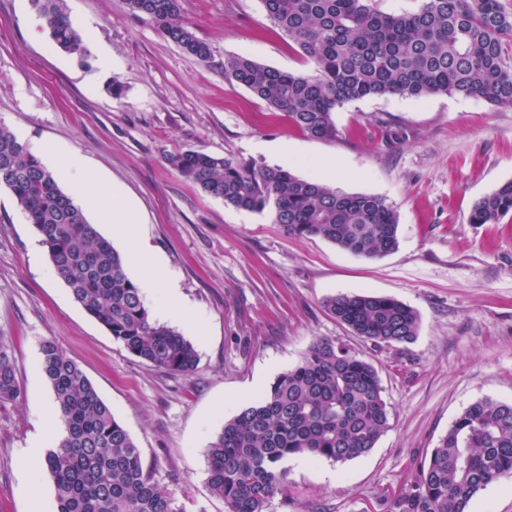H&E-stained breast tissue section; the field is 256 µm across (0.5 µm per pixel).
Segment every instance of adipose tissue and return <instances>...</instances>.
<instances>
[{
	"mask_svg": "<svg viewBox=\"0 0 512 512\" xmlns=\"http://www.w3.org/2000/svg\"><path fill=\"white\" fill-rule=\"evenodd\" d=\"M45 157L49 163H61L73 189L92 198L106 212L113 237L125 246L126 263L139 273L138 286L154 316L162 321H187V310L179 302L175 288L171 287L165 268L142 244L134 209L120 191L105 186L79 152L73 151L60 158L49 149ZM160 287L165 290V301L159 305L155 302V294Z\"/></svg>",
	"mask_w": 512,
	"mask_h": 512,
	"instance_id": "ef3b65f1",
	"label": "adipose tissue"
}]
</instances>
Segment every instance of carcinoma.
I'll return each instance as SVG.
<instances>
[{"mask_svg": "<svg viewBox=\"0 0 512 512\" xmlns=\"http://www.w3.org/2000/svg\"><path fill=\"white\" fill-rule=\"evenodd\" d=\"M54 44L82 63L89 51L61 0H34ZM268 20L313 73L224 57V78L283 113L289 125L335 140V112L364 98L436 94L512 105L505 63L512 17L500 0H422L415 12L386 13L376 0H260ZM169 41L201 62L210 45L180 18L179 0H123ZM167 164L206 194L236 209L270 210L273 223L298 238H320L372 259L399 246L398 219L385 198L346 193L280 166L256 165L194 150ZM0 187L42 235L56 274L73 299L132 355L167 372L189 375L198 354L180 332L152 319L121 254L87 219L57 176L0 126ZM512 213V180L478 199L470 223L497 224ZM324 307L355 335L377 344H407L419 317L409 305L372 294H337ZM42 372L59 406L65 435L43 468L54 485V512H179L144 469L140 449L80 368L56 343L41 345ZM20 393L9 348L0 345V401ZM390 426L376 367L336 339L312 344L254 403L224 423L208 450V485L225 512H268L287 495L293 456L345 463L368 455ZM512 476V403L491 398L454 419L393 512H468L488 485Z\"/></svg>", "mask_w": 512, "mask_h": 512, "instance_id": "cac0c4a2", "label": "carcinoma"}]
</instances>
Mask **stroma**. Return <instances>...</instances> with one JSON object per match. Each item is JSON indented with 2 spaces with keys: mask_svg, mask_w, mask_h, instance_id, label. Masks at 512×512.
<instances>
[{
  "mask_svg": "<svg viewBox=\"0 0 512 512\" xmlns=\"http://www.w3.org/2000/svg\"><path fill=\"white\" fill-rule=\"evenodd\" d=\"M180 3L210 44L209 61L184 53L122 0H64L75 26L95 32L83 64L53 44L32 0H0V125L25 146L80 152L119 189L204 328L200 336L179 328L199 356L190 375L131 355L73 300L40 234L0 188V344L14 355L21 388L0 402V512H30L25 451L38 436L52 447L64 432L40 418V400L53 396L43 342L79 364L181 512H224L207 485L209 446L321 338L376 366L390 427L359 459L290 458L288 494L269 512H390L465 407L512 402V214L497 224L468 221L476 200L512 180V105L459 94L365 98L337 110L336 140L314 139L224 77L228 54L312 70L260 0ZM101 48L112 59L106 73L95 58ZM115 81L124 87L118 99ZM284 140L297 151L296 175L317 176L314 160L335 158L351 172L338 189L384 197L398 215V250L365 259L288 236L270 213L225 205L165 162L201 150L275 166L272 148ZM339 293L411 306L416 339L387 346L354 335L324 308Z\"/></svg>",
  "mask_w": 512,
  "mask_h": 512,
  "instance_id": "stroma-1",
  "label": "stroma"
}]
</instances>
